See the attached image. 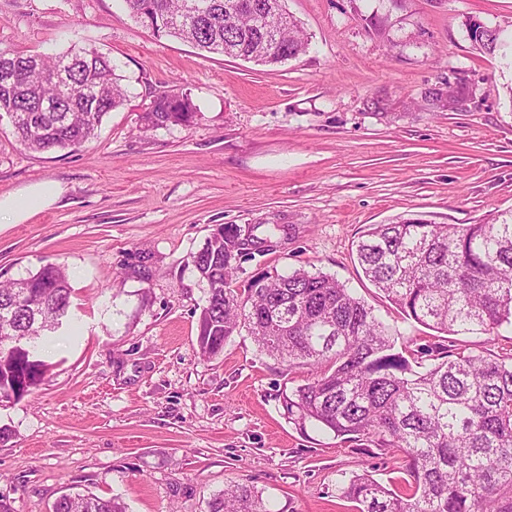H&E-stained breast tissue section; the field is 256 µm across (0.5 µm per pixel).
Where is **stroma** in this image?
I'll use <instances>...</instances> for the list:
<instances>
[{"instance_id":"obj_1","label":"stroma","mask_w":512,"mask_h":512,"mask_svg":"<svg viewBox=\"0 0 512 512\" xmlns=\"http://www.w3.org/2000/svg\"><path fill=\"white\" fill-rule=\"evenodd\" d=\"M310 41L276 68L159 37L122 0H0V49L109 55L126 102L77 150L32 152L0 123V195L55 180L58 200L0 226V281L48 263L74 288L68 322L39 346L41 385L0 402V494L51 512L64 493L119 498L128 512H209L249 481L273 512H355L339 486L369 473L401 485L404 455L332 433L302 436L277 395L303 383L247 328L197 351L206 300L189 262L218 224H281L237 285L298 268L336 277L375 315L433 349L444 336L403 319L369 282L355 244L370 224L512 217V0H286ZM474 18L502 30L486 54ZM470 96L448 107V83ZM189 94L190 126L142 131L164 92ZM151 266L148 280L129 269Z\"/></svg>"}]
</instances>
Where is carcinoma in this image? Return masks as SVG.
Returning a JSON list of instances; mask_svg holds the SVG:
<instances>
[{
  "mask_svg": "<svg viewBox=\"0 0 512 512\" xmlns=\"http://www.w3.org/2000/svg\"><path fill=\"white\" fill-rule=\"evenodd\" d=\"M129 15L155 35L196 49L275 67L308 49V37L287 17L285 0H123ZM470 40L492 54L502 31L466 20ZM275 35L281 54L266 37ZM17 73L0 85L17 144L41 152L74 149L97 136L104 116L126 94L111 58L86 48L55 56L0 50V69ZM188 95L156 98L142 130L188 126ZM240 228L218 224L190 263L207 284L197 317L199 353L216 356L245 327L260 351L305 366L312 379L283 387L279 399L304 437L333 433L366 448H397L410 491L389 489L368 473L341 485L357 512H512V353L489 357L448 344L422 366L396 349L397 331L333 276L304 268L233 286L240 269ZM364 276L404 318L447 336L491 334L512 324V220L433 224L403 218L370 224L356 244ZM74 290L65 266L48 263L0 284V401L21 399L41 384L48 364L37 341L63 325ZM51 512H127L116 498L70 492ZM209 512H271L262 494L237 483L212 499Z\"/></svg>",
  "mask_w": 512,
  "mask_h": 512,
  "instance_id": "carcinoma-1",
  "label": "carcinoma"
}]
</instances>
